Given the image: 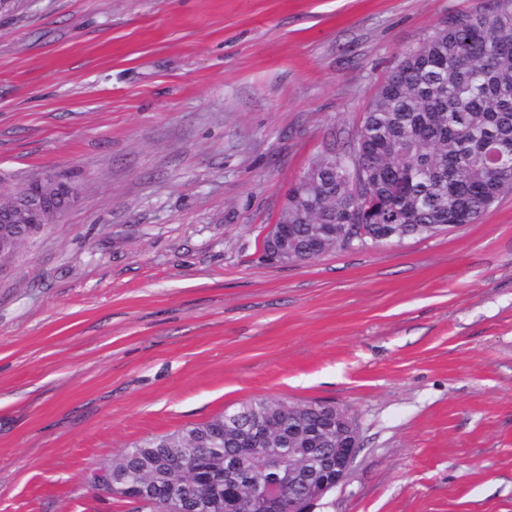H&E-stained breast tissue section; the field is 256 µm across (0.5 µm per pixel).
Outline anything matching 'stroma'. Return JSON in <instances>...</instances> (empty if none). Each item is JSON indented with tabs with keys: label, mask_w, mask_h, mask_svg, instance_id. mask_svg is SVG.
<instances>
[{
	"label": "stroma",
	"mask_w": 512,
	"mask_h": 512,
	"mask_svg": "<svg viewBox=\"0 0 512 512\" xmlns=\"http://www.w3.org/2000/svg\"><path fill=\"white\" fill-rule=\"evenodd\" d=\"M488 0H24L0 186L77 202L0 266V512H131L91 473L253 397L361 428L312 512H512V194L281 265L286 193L403 52Z\"/></svg>",
	"instance_id": "stroma-1"
}]
</instances>
